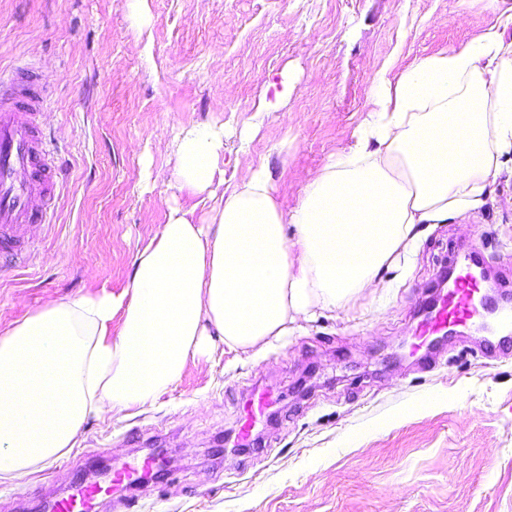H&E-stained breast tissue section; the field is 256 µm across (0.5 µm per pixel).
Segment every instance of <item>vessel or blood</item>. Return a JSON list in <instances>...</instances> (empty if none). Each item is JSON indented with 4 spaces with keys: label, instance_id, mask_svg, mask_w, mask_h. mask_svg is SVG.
Returning <instances> with one entry per match:
<instances>
[{
    "label": "vessel or blood",
    "instance_id": "vessel-or-blood-1",
    "mask_svg": "<svg viewBox=\"0 0 512 512\" xmlns=\"http://www.w3.org/2000/svg\"><path fill=\"white\" fill-rule=\"evenodd\" d=\"M47 107L36 76L20 67L0 68V253L19 247L31 225L45 223L52 206L56 166L36 121ZM478 292L476 273L457 275L424 315L421 336L452 333L478 315L484 307ZM103 494L98 484H75L55 502L54 512H93Z\"/></svg>",
    "mask_w": 512,
    "mask_h": 512
}]
</instances>
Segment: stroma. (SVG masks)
<instances>
[{
  "instance_id": "1",
  "label": "stroma",
  "mask_w": 512,
  "mask_h": 512,
  "mask_svg": "<svg viewBox=\"0 0 512 512\" xmlns=\"http://www.w3.org/2000/svg\"><path fill=\"white\" fill-rule=\"evenodd\" d=\"M0 0V65L35 72L39 118L60 169L50 224L0 274V329L46 303L128 283L170 207L174 129L224 123V183L266 164L292 208L310 173L348 148L379 73L461 48L494 24V0ZM288 76L279 109L268 79ZM380 298L303 323L256 357L217 344L154 402L88 418L68 454L15 484L0 512L64 496L101 459L161 455V481L106 496L101 512H512V352L473 359L511 333L467 330L430 352L418 307L460 244L512 279V175L484 204L425 224ZM272 404L253 447L233 439L252 394Z\"/></svg>"
}]
</instances>
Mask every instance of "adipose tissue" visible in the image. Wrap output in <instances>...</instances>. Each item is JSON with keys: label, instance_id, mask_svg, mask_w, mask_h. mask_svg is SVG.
Returning a JSON list of instances; mask_svg holds the SVG:
<instances>
[{"label": "adipose tissue", "instance_id": "1", "mask_svg": "<svg viewBox=\"0 0 512 512\" xmlns=\"http://www.w3.org/2000/svg\"><path fill=\"white\" fill-rule=\"evenodd\" d=\"M368 100L353 145L289 210L263 165L215 194L223 127L179 129L173 185L216 195L209 214L171 208L121 294L54 301L0 331V483L66 455L88 415L155 400L205 355L207 328L260 352L291 325L375 293L412 253L418 225L479 208L512 162V41L497 27L380 76Z\"/></svg>", "mask_w": 512, "mask_h": 512}]
</instances>
